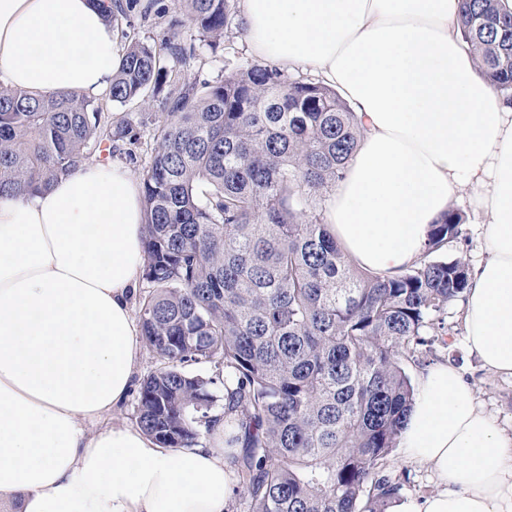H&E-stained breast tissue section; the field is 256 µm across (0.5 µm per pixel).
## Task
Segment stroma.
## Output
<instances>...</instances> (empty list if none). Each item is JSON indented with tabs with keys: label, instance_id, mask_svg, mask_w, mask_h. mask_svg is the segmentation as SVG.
<instances>
[{
	"label": "stroma",
	"instance_id": "stroma-1",
	"mask_svg": "<svg viewBox=\"0 0 512 512\" xmlns=\"http://www.w3.org/2000/svg\"><path fill=\"white\" fill-rule=\"evenodd\" d=\"M114 29L118 32H135L137 38L159 52L162 65L171 68L172 81L177 86L186 81L199 85L215 81L237 66L254 60L242 23L235 17L225 26L217 50H210L202 44L198 46L197 56L190 65L173 62L165 50L166 40L176 32L185 37L192 33L186 14L177 6L176 0H152V12L147 18L141 16L139 8L129 9ZM163 99V94L151 90L146 91L143 98L123 106L112 104L107 96L97 97L96 102L103 112L111 113L116 120L124 118L131 121L133 134L113 141L111 150L95 152L94 161L120 163L134 177H141L153 151L154 131L164 111ZM455 206L467 215L468 222L463 227L462 238L449 248L448 253L464 258L472 266L485 258L481 249V218L469 197H461ZM463 316V302L450 303L445 316V332L441 341L435 344V356L422 358L417 364L406 363L405 369L411 379L416 380L433 360L452 361L459 367L464 380L497 427L505 434L512 435V377L487 371L469 352ZM388 470L404 480L401 498L418 499L437 489L431 468L405 461L400 450L391 453Z\"/></svg>",
	"mask_w": 512,
	"mask_h": 512
}]
</instances>
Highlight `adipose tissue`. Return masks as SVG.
Masks as SVG:
<instances>
[{
    "label": "adipose tissue",
    "instance_id": "ef3b65f1",
    "mask_svg": "<svg viewBox=\"0 0 512 512\" xmlns=\"http://www.w3.org/2000/svg\"><path fill=\"white\" fill-rule=\"evenodd\" d=\"M252 55L311 67L363 136L326 203L360 267L388 276L469 196L484 261L464 302L469 348L512 376V101L464 49L461 0H239ZM120 63L97 0H0V86L103 95ZM142 188L88 163L34 195L0 196V512H229L224 425L169 448L125 424L90 434L132 387L144 267ZM438 482L397 512H512V436L442 362L419 379L399 435Z\"/></svg>",
    "mask_w": 512,
    "mask_h": 512
}]
</instances>
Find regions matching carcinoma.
Returning a JSON list of instances; mask_svg holds the SVG:
<instances>
[{
  "label": "carcinoma",
  "instance_id": "carcinoma-1",
  "mask_svg": "<svg viewBox=\"0 0 512 512\" xmlns=\"http://www.w3.org/2000/svg\"><path fill=\"white\" fill-rule=\"evenodd\" d=\"M99 2L112 24L131 8ZM179 3L195 34H173L167 50L186 65L195 41L219 44L234 0ZM461 29L490 87L511 97L512 15L463 0ZM125 38L108 91L120 105L168 77L155 51ZM131 132L87 97L0 87V195L45 189ZM361 134L334 89L260 63L169 91L155 129L139 320L160 366L140 383L136 421L164 446L191 447L211 430L220 380L247 512H385L402 489L388 459L415 397L402 361L432 345L469 286L468 263L448 256L467 221L458 209L396 276L342 252L322 211Z\"/></svg>",
  "mask_w": 512,
  "mask_h": 512
}]
</instances>
